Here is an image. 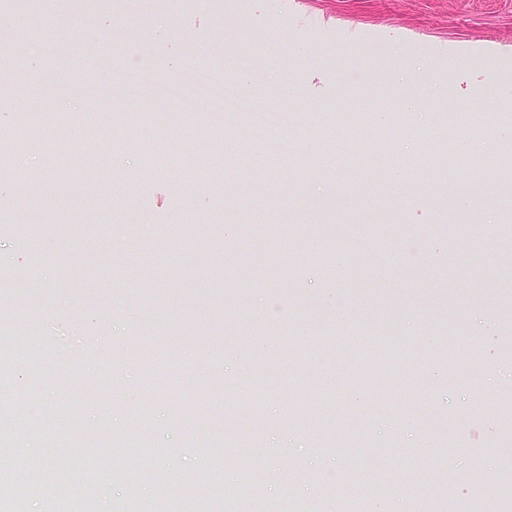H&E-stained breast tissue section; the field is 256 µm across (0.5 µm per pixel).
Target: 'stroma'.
<instances>
[{
    "mask_svg": "<svg viewBox=\"0 0 512 512\" xmlns=\"http://www.w3.org/2000/svg\"><path fill=\"white\" fill-rule=\"evenodd\" d=\"M8 18L39 51L0 45V136L23 114L68 131L60 142L30 125L28 147L0 156L10 208L0 273L44 285L33 302L19 286L0 290V330L18 339L16 369L30 366L27 337L48 350L35 391L16 378L6 386L5 403L30 424L12 442L18 457L60 470L70 487L95 471L100 512H128L133 496L184 499L192 485L234 495L243 462L296 472L262 497L303 512H322L326 485L358 486L356 508L369 512L383 478L405 488L384 502L398 512L401 495L417 497L421 477L448 463L451 512H471L474 463L492 483L512 474V359L502 353L512 341V183L470 166L512 159V0H101L88 22L61 0H24ZM272 40L305 58L270 55ZM244 59L258 77L248 94L307 111L322 133L313 147L282 162L257 145L237 171L230 131L146 87L125 92L144 116L131 142L126 117L91 109L118 67L154 62L169 80H208ZM271 84L280 95H266ZM459 97L475 101L467 152L442 146L462 133L448 126ZM377 115L384 141L364 140L360 125ZM89 129L104 133L94 156ZM217 137L226 151L212 157ZM340 140L351 153L335 174L305 165L309 150ZM116 224L128 229L123 251L106 245ZM34 225L37 253L19 250ZM475 343L495 376L475 367ZM379 346L392 360L363 365ZM157 378L168 389L158 400ZM77 385L85 397L75 402ZM139 415L149 439L132 476L121 437ZM257 418L259 442L225 458ZM97 433L109 439L100 468Z\"/></svg>",
    "mask_w": 512,
    "mask_h": 512,
    "instance_id": "35a3bbf8",
    "label": "stroma"
}]
</instances>
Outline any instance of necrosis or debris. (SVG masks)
Listing matches in <instances>:
<instances>
[{
    "label": "necrosis or debris",
    "instance_id": "necrosis-or-debris-1",
    "mask_svg": "<svg viewBox=\"0 0 512 512\" xmlns=\"http://www.w3.org/2000/svg\"><path fill=\"white\" fill-rule=\"evenodd\" d=\"M131 83L147 86L157 100L177 102L181 112L205 113L211 127H232L238 142L263 144L267 154L278 159L293 158L299 141L315 140L320 136L319 129L309 121L307 112H269L257 107L253 99L226 82H194L187 87L177 85L166 81L152 66L116 72L108 93L96 98L95 109L112 111L119 94ZM276 126L292 128L294 137L271 136L270 131Z\"/></svg>",
    "mask_w": 512,
    "mask_h": 512
}]
</instances>
